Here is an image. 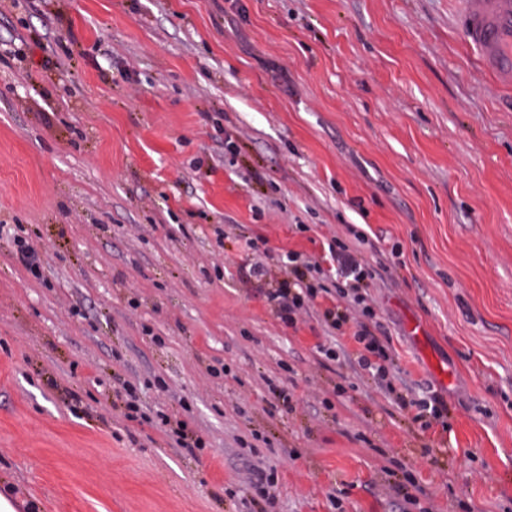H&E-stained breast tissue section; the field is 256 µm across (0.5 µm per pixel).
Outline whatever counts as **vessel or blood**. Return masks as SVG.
I'll return each mask as SVG.
<instances>
[{
  "label": "vessel or blood",
  "instance_id": "vessel-or-blood-1",
  "mask_svg": "<svg viewBox=\"0 0 512 512\" xmlns=\"http://www.w3.org/2000/svg\"><path fill=\"white\" fill-rule=\"evenodd\" d=\"M461 24L486 74L512 88V0H462Z\"/></svg>",
  "mask_w": 512,
  "mask_h": 512
}]
</instances>
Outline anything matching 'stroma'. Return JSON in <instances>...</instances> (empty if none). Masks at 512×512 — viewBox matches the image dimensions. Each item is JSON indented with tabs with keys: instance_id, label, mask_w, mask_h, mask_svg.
<instances>
[{
	"instance_id": "35a3bbf8",
	"label": "stroma",
	"mask_w": 512,
	"mask_h": 512,
	"mask_svg": "<svg viewBox=\"0 0 512 512\" xmlns=\"http://www.w3.org/2000/svg\"><path fill=\"white\" fill-rule=\"evenodd\" d=\"M461 10L0 0L16 512H512V97ZM345 224L394 388L442 395L447 426L400 411L352 336L322 355L331 296L292 325L268 300L284 256L324 262ZM257 262L269 279L247 277ZM128 385L147 421L125 418ZM160 412L206 448L177 447Z\"/></svg>"
}]
</instances>
